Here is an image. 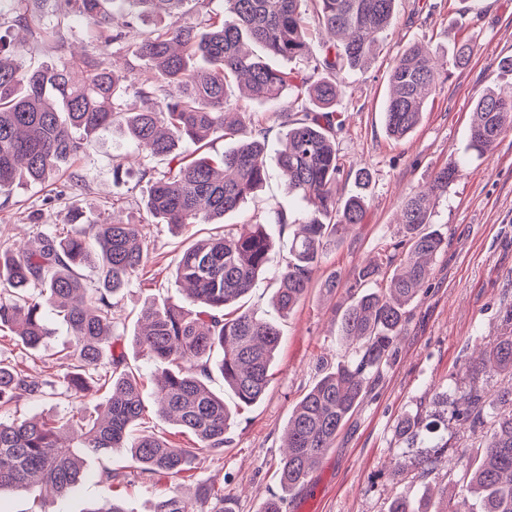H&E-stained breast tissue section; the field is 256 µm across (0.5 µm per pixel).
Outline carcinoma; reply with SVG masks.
I'll use <instances>...</instances> for the list:
<instances>
[{"mask_svg": "<svg viewBox=\"0 0 512 512\" xmlns=\"http://www.w3.org/2000/svg\"><path fill=\"white\" fill-rule=\"evenodd\" d=\"M194 1L207 0H32L54 17L52 26L31 31L34 41L62 40L69 21L80 16L92 26V50L36 68L22 64L4 36L14 27L29 28L26 13L0 16V194H10L24 178L42 183L83 152V140L117 122L138 150L140 160L165 157L167 169L147 166L145 208L156 224L183 231L194 224H219L240 209L266 180L268 130L255 112L227 119L228 78L239 81L253 100L277 106L287 127L278 144V162L294 200L312 204L300 218L278 208L272 221L299 226L288 248V262L272 269L273 243L265 222L250 230L224 234L186 247L177 258L176 276L187 284L179 302H149L141 311L140 332L132 343L153 362L154 397L159 416L191 434L197 447L221 453L236 410L207 385L217 368L237 399L249 406L266 392L281 342L280 328L242 308V299L265 274H274V302L291 312L312 285L323 249L336 241L339 228L360 224L369 189L368 171L356 174L361 193L342 196V165L336 135L343 121L333 107L341 94L336 73L362 67L390 27L399 0H226L229 15L205 12L193 24L175 21L143 33L132 56L152 76L136 77V64L119 72L110 62L126 33L111 26L112 10L131 20L179 14ZM112 3V10L105 4ZM340 37L310 52V25ZM294 59L303 66L279 69L271 58ZM436 53L421 43L407 46L389 72L390 93L384 108L388 134L406 137L420 123L426 100L437 87ZM155 100V109L129 112L127 96ZM306 96L314 106L292 118L293 101ZM512 128V85L490 87L477 99L467 151L483 156ZM237 138L219 156L205 152L218 139ZM195 152L186 155L182 145ZM462 161L439 168L423 189L407 193L400 205L402 237L384 257L363 266L348 285L350 300L341 310L340 336L359 342L356 357L324 373L303 395L288 418L287 448L279 464L282 491L305 482L368 392L373 374L392 357L407 320L406 308L431 275L428 259L448 246L430 229L436 200L448 193ZM86 182L72 175L59 196L75 198ZM142 224L102 222L81 230L56 224L36 232L28 245L0 253V332L7 330L23 348L37 350L50 336L45 310L70 326L72 342L58 352L56 389L74 402L62 418H3L24 398L46 394L48 381L30 376L18 364L0 360V491L17 488L38 498L49 489L64 497L83 483L86 459L114 448H127L138 463L136 477L155 481L183 477L193 461L192 448H176L155 433L135 434L146 411L144 384L117 350L116 296L139 275L146 258ZM93 269L89 281L82 271ZM512 374V329L484 352L475 375ZM94 392L105 398L94 416L82 401ZM434 399L452 407V417L472 426L484 422L485 395L474 382L469 389ZM483 459L465 473L460 494L448 501L425 494L422 502L398 496L389 512H512V409L491 416ZM430 432L417 413L401 418L397 434L411 442ZM128 479L106 469L98 485L108 495L86 512H126L109 495ZM153 512H226L224 491L198 488L192 498L174 487L154 504Z\"/></svg>", "mask_w": 512, "mask_h": 512, "instance_id": "cac0c4a2", "label": "carcinoma"}]
</instances>
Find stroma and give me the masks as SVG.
Listing matches in <instances>:
<instances>
[{"instance_id":"stroma-1","label":"stroma","mask_w":512,"mask_h":512,"mask_svg":"<svg viewBox=\"0 0 512 512\" xmlns=\"http://www.w3.org/2000/svg\"><path fill=\"white\" fill-rule=\"evenodd\" d=\"M466 40L473 44L468 63L440 78L419 126L400 140L387 136L383 105L394 59L407 45L419 42L448 60L454 47ZM506 56H512V0H399L396 19L370 62L343 72L346 88L336 101V111L345 121L336 137L344 162L339 192L345 196L354 192L357 170L367 169L371 183L365 218L348 226L324 251L312 288L288 316L279 317L273 305V275L253 288L248 306L279 322L282 329L273 379L259 401L236 414L223 456L198 452L183 480L185 487H221L235 512H260L262 503L279 493L276 470L293 408L322 370L355 355L354 346L337 332L339 308L348 297L346 283L370 257L398 240L397 211L403 196L428 183L448 159L460 158L462 174L449 186L433 217L448 246L434 258L424 292L408 307L397 352L334 448L307 483L289 494L284 512H388L395 496L416 501L424 492L443 489L449 498L457 497L464 469L477 465L482 456L483 432L453 419L450 407L437 403L434 395L469 386L470 361L480 348L505 333V311L512 306V130L485 156L465 151L479 95L487 87L512 83V74L498 68ZM228 100L234 107L262 114L270 150L269 178L259 195L225 215L224 221L239 226L257 217L267 220L275 262L285 264L293 230L268 221L273 209L294 206L277 163L276 149L285 129L270 105L242 97L238 86H230ZM135 154L120 131H103L88 138L80 160L63 165L54 180L24 184L10 197L0 196V251L24 244L50 225L70 223L76 209L88 220L112 215L145 225L147 263L142 280L124 289L118 306L125 355L148 382L152 364L131 342L139 329L138 313L151 300L181 299L176 259L186 246L213 234L215 227L198 224L178 234L154 223L143 206L146 182L133 176L118 182L112 175L118 157ZM74 172L87 176L89 188L74 199L57 198L59 187ZM333 273L343 286L329 293L323 282ZM50 327L51 338L37 352L1 339L0 359L17 362L33 375L50 376L52 353L71 337L70 328L59 318H51ZM416 413L426 415L434 436L448 444L441 459L426 468L418 463L423 444H409L395 432L400 418ZM106 467L132 475L137 464L128 449H114L88 459L86 482L66 498L49 494L35 503L27 492L6 489L0 491V512H86L100 495L98 474ZM173 485L170 479L145 482L132 476L112 492L126 512H151L157 497Z\"/></svg>"}]
</instances>
